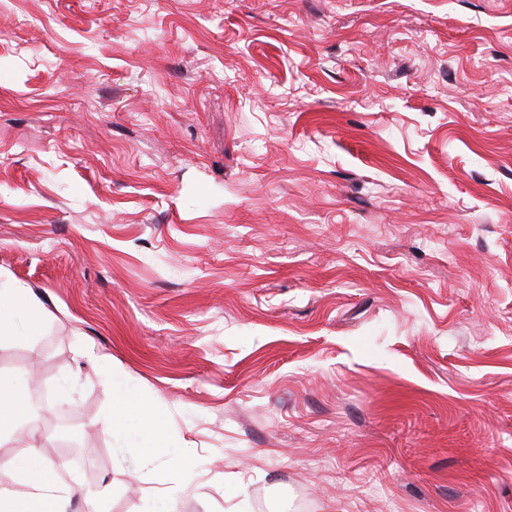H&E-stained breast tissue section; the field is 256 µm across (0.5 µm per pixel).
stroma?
Here are the masks:
<instances>
[{"label":"stroma","instance_id":"stroma-1","mask_svg":"<svg viewBox=\"0 0 512 512\" xmlns=\"http://www.w3.org/2000/svg\"><path fill=\"white\" fill-rule=\"evenodd\" d=\"M0 276L70 512H512V0H0ZM0 288V335H10L14 330V318L24 313L29 317L28 336H35L43 316L42 304L23 285L13 284ZM134 412L139 416L141 424L154 436L155 443L152 448H133L130 449L131 455L141 466H147L159 459L165 454L164 448L161 446L157 436H159V423L156 420L149 404L139 402L132 407Z\"/></svg>","mask_w":512,"mask_h":512}]
</instances>
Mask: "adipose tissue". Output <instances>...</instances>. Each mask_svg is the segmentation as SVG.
Returning <instances> with one entry per match:
<instances>
[{
	"label": "adipose tissue",
	"instance_id": "1",
	"mask_svg": "<svg viewBox=\"0 0 512 512\" xmlns=\"http://www.w3.org/2000/svg\"><path fill=\"white\" fill-rule=\"evenodd\" d=\"M29 318L30 332H37L43 316L42 304L30 289L13 284L0 289V335H9L18 314ZM34 411L33 399L9 380L0 378V439L12 438L26 443L28 452L13 466L24 474L30 487L22 497L0 496V512H68V499L62 496L64 469L50 465L36 453L34 431L24 423Z\"/></svg>",
	"mask_w": 512,
	"mask_h": 512
}]
</instances>
